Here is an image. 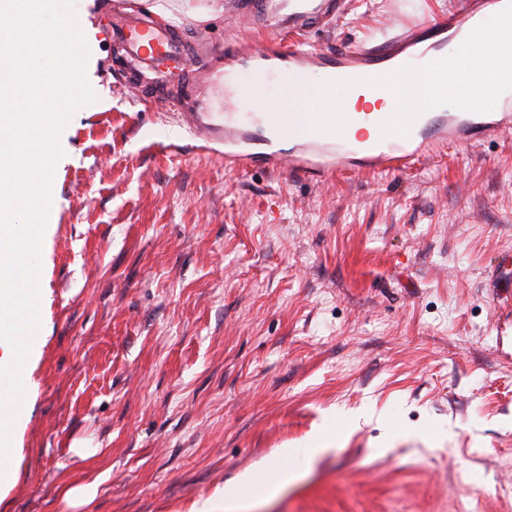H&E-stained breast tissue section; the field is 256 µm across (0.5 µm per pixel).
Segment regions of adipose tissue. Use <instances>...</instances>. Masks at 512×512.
Listing matches in <instances>:
<instances>
[{
  "label": "adipose tissue",
  "instance_id": "1",
  "mask_svg": "<svg viewBox=\"0 0 512 512\" xmlns=\"http://www.w3.org/2000/svg\"><path fill=\"white\" fill-rule=\"evenodd\" d=\"M472 42L483 49L482 60L475 61L464 53H456L439 66L428 79L389 92L382 106L390 117L389 131L402 136L412 112V98H440L444 88H456L455 105L475 100L485 111L496 110L504 98L503 85L512 82V17H495L492 28L472 35ZM296 473L287 472L275 480L259 473L244 475L235 484L226 486L213 497L194 504L190 512H240L245 505L260 498H269L284 483L295 481Z\"/></svg>",
  "mask_w": 512,
  "mask_h": 512
}]
</instances>
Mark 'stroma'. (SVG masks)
Here are the masks:
<instances>
[{
  "label": "stroma",
  "mask_w": 512,
  "mask_h": 512,
  "mask_svg": "<svg viewBox=\"0 0 512 512\" xmlns=\"http://www.w3.org/2000/svg\"><path fill=\"white\" fill-rule=\"evenodd\" d=\"M184 42L250 37L225 0H148ZM74 0L96 102L61 135L14 478L0 512H512V133L325 184L224 167ZM454 0H352L315 48ZM333 440L302 453L323 426ZM299 474L290 471L284 477L271 480L260 473L244 475L238 482L224 487L201 504H194L190 512H239L245 505L257 499H268L285 484L298 479Z\"/></svg>",
  "instance_id": "stroma-1"
}]
</instances>
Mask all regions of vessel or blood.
Returning <instances> with one entry per match:
<instances>
[{"label": "vessel or blood", "instance_id": "vessel-or-blood-1", "mask_svg": "<svg viewBox=\"0 0 512 512\" xmlns=\"http://www.w3.org/2000/svg\"><path fill=\"white\" fill-rule=\"evenodd\" d=\"M233 11L275 27L280 38L225 42L215 52L208 39L186 51L170 29L150 26L141 0H113L112 13L122 19L121 32L135 56L165 68L187 72L183 106L188 125L205 143L224 148V165L246 170L256 164L316 183L335 174L369 169L402 171L437 147L497 138L512 130V96L497 112L457 111L444 101L414 103L403 137H386L387 114L365 111L335 115L311 101L301 112L288 109L314 81L341 84L373 96L383 95L377 77L394 80L426 77L454 42L484 28L491 14L512 12V0H456L454 9L432 21L390 26L382 38L340 48L312 49L301 38L329 27L344 15L349 0H228ZM291 42H284V35ZM277 86L282 106L263 112L259 103L269 86ZM336 121L340 132L325 138L303 136L311 121ZM364 121L375 136H348V124Z\"/></svg>", "mask_w": 512, "mask_h": 512}]
</instances>
